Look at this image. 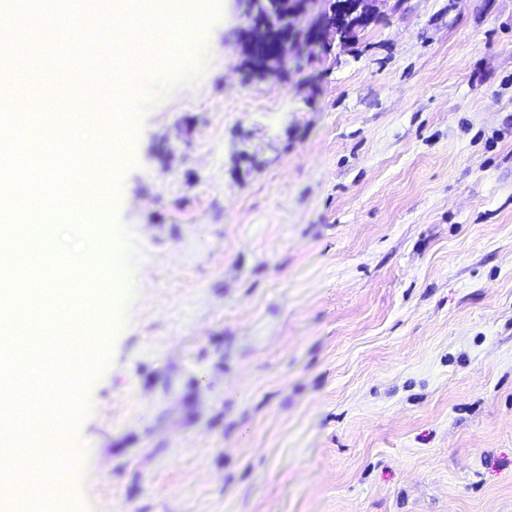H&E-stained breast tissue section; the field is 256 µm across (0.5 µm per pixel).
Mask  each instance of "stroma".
<instances>
[{
	"label": "stroma",
	"mask_w": 512,
	"mask_h": 512,
	"mask_svg": "<svg viewBox=\"0 0 512 512\" xmlns=\"http://www.w3.org/2000/svg\"><path fill=\"white\" fill-rule=\"evenodd\" d=\"M150 35L105 189L140 254L60 512H512V0H378L268 77Z\"/></svg>",
	"instance_id": "35a3bbf8"
}]
</instances>
